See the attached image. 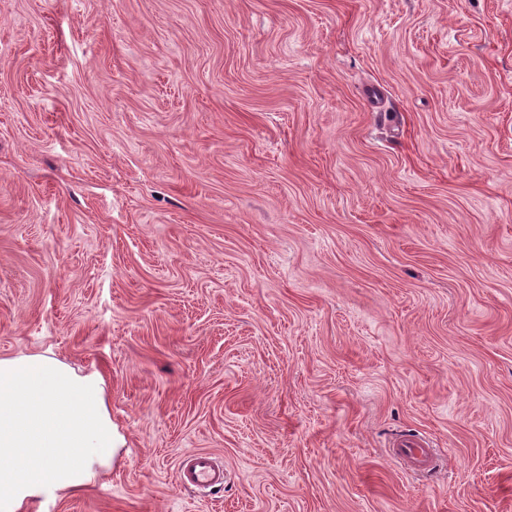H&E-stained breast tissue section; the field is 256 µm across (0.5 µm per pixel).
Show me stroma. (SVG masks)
<instances>
[{"label": "stroma", "mask_w": 512, "mask_h": 512, "mask_svg": "<svg viewBox=\"0 0 512 512\" xmlns=\"http://www.w3.org/2000/svg\"><path fill=\"white\" fill-rule=\"evenodd\" d=\"M46 348L121 448L41 512H512V0H0V356ZM429 443L421 437L402 435L392 444V453L405 459L412 468L427 471L434 466L435 454ZM182 485L208 488L223 485L224 474L209 453L192 452L184 456L178 468Z\"/></svg>", "instance_id": "obj_1"}]
</instances>
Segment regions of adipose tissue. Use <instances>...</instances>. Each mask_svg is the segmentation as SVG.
I'll return each mask as SVG.
<instances>
[{"mask_svg": "<svg viewBox=\"0 0 512 512\" xmlns=\"http://www.w3.org/2000/svg\"><path fill=\"white\" fill-rule=\"evenodd\" d=\"M119 448L99 371L52 350L0 356V512L96 485Z\"/></svg>", "mask_w": 512, "mask_h": 512, "instance_id": "adipose-tissue-1", "label": "adipose tissue"}]
</instances>
